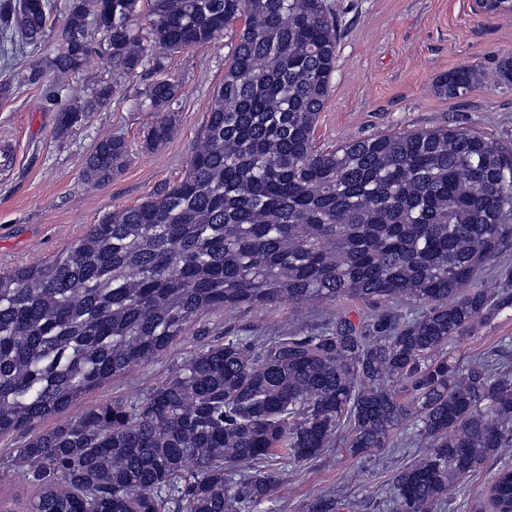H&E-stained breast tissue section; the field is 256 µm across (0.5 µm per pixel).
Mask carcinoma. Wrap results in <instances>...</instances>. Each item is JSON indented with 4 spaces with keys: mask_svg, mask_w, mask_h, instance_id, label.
I'll return each mask as SVG.
<instances>
[{
    "mask_svg": "<svg viewBox=\"0 0 512 512\" xmlns=\"http://www.w3.org/2000/svg\"><path fill=\"white\" fill-rule=\"evenodd\" d=\"M51 0L0 7V55L38 48ZM241 27L182 178L103 216L66 252L0 273V436L63 412L86 392L163 352L198 313L229 305L345 298L408 300L413 319L346 318L308 336L231 337L186 358L144 397L92 406L15 449L38 487L30 512H248L347 431L350 454L389 447L411 422L431 444L393 477L395 512H441L449 493L512 454V370L448 361V343L512 307V270L491 293L485 264L512 242V153L480 133L433 128L317 146L342 32L326 0H71L48 59L50 96L96 59L126 74ZM474 65L436 84L448 98L486 79ZM512 84V56L493 71ZM180 84L135 93L175 124ZM84 108L60 112L67 130ZM129 147L98 141L93 184ZM392 380L399 388H391ZM512 512V464L485 490Z\"/></svg>",
    "mask_w": 512,
    "mask_h": 512,
    "instance_id": "obj_1",
    "label": "carcinoma"
}]
</instances>
